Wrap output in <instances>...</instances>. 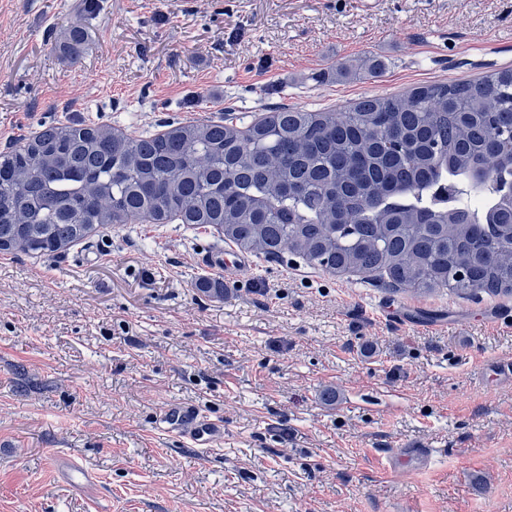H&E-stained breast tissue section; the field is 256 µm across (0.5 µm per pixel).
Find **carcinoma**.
<instances>
[{
	"mask_svg": "<svg viewBox=\"0 0 512 512\" xmlns=\"http://www.w3.org/2000/svg\"><path fill=\"white\" fill-rule=\"evenodd\" d=\"M73 28L59 50L78 59ZM512 69L367 95L343 111L283 107L241 132L170 122L158 137L50 126L0 153V255L56 256L89 224L145 212L216 227L257 258L288 251L395 290L512 294ZM196 288L224 294L202 275Z\"/></svg>",
	"mask_w": 512,
	"mask_h": 512,
	"instance_id": "cac0c4a2",
	"label": "carcinoma"
}]
</instances>
